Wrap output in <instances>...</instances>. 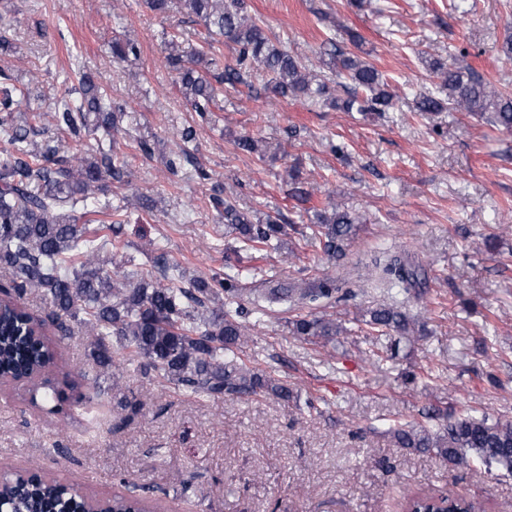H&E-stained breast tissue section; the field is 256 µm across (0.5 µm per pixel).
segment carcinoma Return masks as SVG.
Instances as JSON below:
<instances>
[{"mask_svg":"<svg viewBox=\"0 0 512 512\" xmlns=\"http://www.w3.org/2000/svg\"><path fill=\"white\" fill-rule=\"evenodd\" d=\"M186 15L205 28L200 43L185 50L178 37L168 40L165 66L175 73L179 90L201 120L220 102L224 84L244 82L243 73L268 76L266 88L286 97H303L314 104L345 112L380 114L393 108V97L382 72L370 61L336 47L330 37L322 65L336 70L341 81L332 87L312 76L303 61L273 44L260 21L249 15L245 0H181ZM224 38L236 46V66L224 65L215 43ZM136 40L122 36L112 41V56L126 60L138 56ZM428 68L446 91L442 98L428 92L413 100L412 111L429 115L445 109H463L503 130H512V91L498 88L471 69L452 70L440 59ZM51 118L59 134L85 146L87 156L63 151L49 142L29 148L40 135L46 113L32 104L29 88L0 71V377L12 379L41 375L55 367L57 345L48 337L49 323L66 316L97 339L95 359L109 368L119 354L138 361L144 374L195 398L253 396L293 399L288 385L271 372L253 365L245 354L249 317L266 314L261 301L281 303L289 309L316 310L336 297V279L316 278L301 288L277 285L263 293L245 287L249 269L225 263V272L185 284L179 267L170 268L165 282L144 276L136 283L118 269L106 270L99 262V236H89L88 224L109 205L95 190L105 179L123 174L115 131L126 104L112 98L106 87L82 71L78 87L68 86L56 97ZM224 205V223L237 233L240 254L276 251L287 234L279 218L254 217L233 202ZM311 234L333 258L344 255L356 234V217L328 203L316 214ZM382 273L397 294L409 293L419 281L418 269L394 258ZM27 293L52 306L46 318L31 314L20 303ZM224 296L223 307L212 308ZM373 340L394 335L407 337L412 319L403 302L366 312ZM296 336L328 341L343 327L323 317L298 315L289 321ZM398 448L428 452L451 468L478 466L490 474L512 475V420L483 413L443 418L436 430L397 426L390 430ZM443 503H462L467 512H481L478 502L452 492L434 496ZM85 497L56 480L28 479L12 473L0 487L4 512H84ZM144 498L115 496L110 512H137Z\"/></svg>","mask_w":512,"mask_h":512,"instance_id":"obj_1","label":"carcinoma"}]
</instances>
